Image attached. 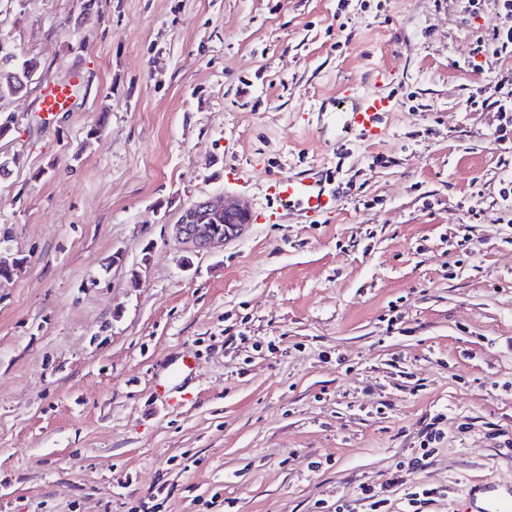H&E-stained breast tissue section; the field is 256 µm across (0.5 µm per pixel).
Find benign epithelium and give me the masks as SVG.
<instances>
[{
  "label": "benign epithelium",
  "mask_w": 512,
  "mask_h": 512,
  "mask_svg": "<svg viewBox=\"0 0 512 512\" xmlns=\"http://www.w3.org/2000/svg\"><path fill=\"white\" fill-rule=\"evenodd\" d=\"M220 211L224 212V223H208L211 214ZM249 220L248 209L240 203L222 195L213 196L195 202L182 212L175 224L176 235L193 249L203 251L240 237Z\"/></svg>",
  "instance_id": "7a95c632"
}]
</instances>
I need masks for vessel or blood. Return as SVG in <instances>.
<instances>
[{"label":"vessel or blood","instance_id":"b4317fda","mask_svg":"<svg viewBox=\"0 0 512 512\" xmlns=\"http://www.w3.org/2000/svg\"><path fill=\"white\" fill-rule=\"evenodd\" d=\"M389 80V75L381 71L376 77V90L361 93L346 87L337 94L333 104L337 120V154L346 153L355 141L369 144L381 141L385 117L395 109L394 98L387 89ZM70 98L66 87L49 86L44 91L41 108L51 115L68 111ZM263 191L270 205L254 211L253 219L259 224L277 222L283 212H296L313 221L333 214L344 196L334 173L317 168L288 178L270 177ZM477 491L481 495L477 512H512L511 483L484 481Z\"/></svg>","mask_w":512,"mask_h":512}]
</instances>
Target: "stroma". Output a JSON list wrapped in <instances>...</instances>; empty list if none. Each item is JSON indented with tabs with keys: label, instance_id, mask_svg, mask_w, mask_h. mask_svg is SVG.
<instances>
[{
	"label": "stroma",
	"instance_id": "stroma-1",
	"mask_svg": "<svg viewBox=\"0 0 512 512\" xmlns=\"http://www.w3.org/2000/svg\"><path fill=\"white\" fill-rule=\"evenodd\" d=\"M494 9L0 0V46L40 63L0 97V247L22 259L0 283V512H370L362 483L386 512L418 487L459 512L474 480L512 481V144L468 102L496 82ZM378 69L385 136L337 160L321 105ZM49 82L74 105L48 121ZM312 165L346 187L331 216L176 238L190 203L264 207L268 175Z\"/></svg>",
	"mask_w": 512,
	"mask_h": 512
}]
</instances>
